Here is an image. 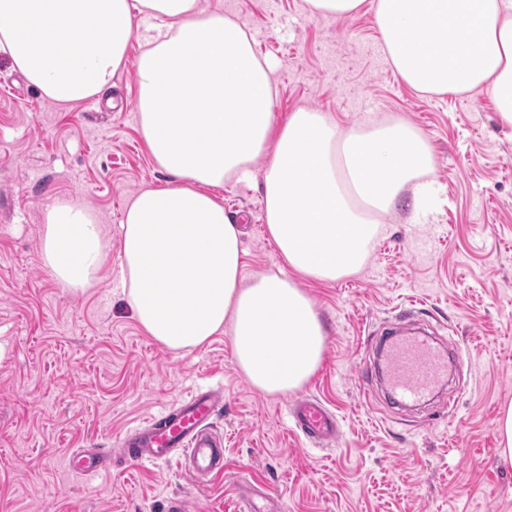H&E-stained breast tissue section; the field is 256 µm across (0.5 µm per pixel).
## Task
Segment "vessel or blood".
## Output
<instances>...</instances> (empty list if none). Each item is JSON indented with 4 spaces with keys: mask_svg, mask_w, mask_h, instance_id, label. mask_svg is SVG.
Returning <instances> with one entry per match:
<instances>
[{
    "mask_svg": "<svg viewBox=\"0 0 512 512\" xmlns=\"http://www.w3.org/2000/svg\"><path fill=\"white\" fill-rule=\"evenodd\" d=\"M401 323L398 316L387 322L386 339L380 348L382 363L373 372H361L360 378L365 381L369 376H379L395 404L415 407L445 385L449 367L459 364L461 357L455 350L440 348L429 337L404 333ZM222 401L218 390H197L144 426L129 431L112 453L88 448L71 456L70 464L84 472H95L111 468L116 459L133 468L178 456L191 480L202 483L224 470V439L212 430V420ZM290 415L295 431L310 441L332 440L339 433L335 415L317 399H295Z\"/></svg>",
    "mask_w": 512,
    "mask_h": 512,
    "instance_id": "vessel-or-blood-1",
    "label": "vessel or blood"
}]
</instances>
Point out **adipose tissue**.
Wrapping results in <instances>:
<instances>
[{
  "label": "adipose tissue",
  "mask_w": 512,
  "mask_h": 512,
  "mask_svg": "<svg viewBox=\"0 0 512 512\" xmlns=\"http://www.w3.org/2000/svg\"><path fill=\"white\" fill-rule=\"evenodd\" d=\"M313 15L372 12L385 54L424 94L490 91L512 125V0H306ZM155 19L137 64L136 107L148 151L172 176L137 192L121 224L120 284L143 332L176 354L228 334L238 369L262 393L299 389L321 363L325 333L301 275L358 271L405 188L421 208L424 137L402 123L341 129L299 109L273 122L272 67L233 18L198 0H0V55L40 94L69 107L102 94L124 66L136 22ZM267 156L263 219L288 273L242 281L241 230L217 195ZM96 215L74 200L46 212L44 267L71 292L105 269Z\"/></svg>",
  "instance_id": "obj_1"
}]
</instances>
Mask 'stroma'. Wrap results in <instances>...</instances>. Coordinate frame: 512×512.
<instances>
[{
  "label": "stroma",
  "instance_id": "1",
  "mask_svg": "<svg viewBox=\"0 0 512 512\" xmlns=\"http://www.w3.org/2000/svg\"><path fill=\"white\" fill-rule=\"evenodd\" d=\"M235 18L271 61L275 124L299 108L339 127L366 114L404 121L428 141L427 179L441 205L419 220L411 191L383 216L356 273L299 278L325 326L322 361L302 394L340 421L325 448L295 434L291 395L256 390L237 369L226 335L186 355L152 341L133 318L113 270L120 224L141 189L170 179L139 132L140 27L105 99L65 108L44 98L0 56V512H244L250 489L279 512H512V465L499 458L496 421L512 401V127L489 93L426 95L379 53L372 13L312 16L305 0H200ZM258 158L249 184L221 192L242 230L243 276L284 268L266 232ZM60 199L92 209L109 240V271L73 294L44 269V213ZM427 320L464 363L435 419L391 403L370 410L359 371L369 338L402 311ZM221 390L214 421L224 472L193 483L172 460L94 475L68 458L111 448L127 432L200 388Z\"/></svg>",
  "mask_w": 512,
  "mask_h": 512
}]
</instances>
